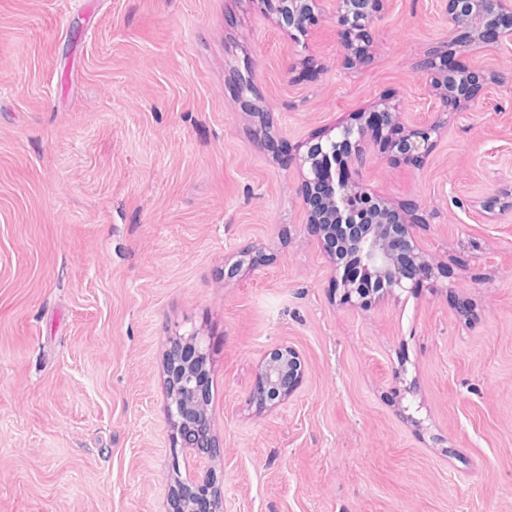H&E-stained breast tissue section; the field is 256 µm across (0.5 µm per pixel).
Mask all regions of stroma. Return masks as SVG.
<instances>
[{"label":"stroma","instance_id":"1","mask_svg":"<svg viewBox=\"0 0 512 512\" xmlns=\"http://www.w3.org/2000/svg\"><path fill=\"white\" fill-rule=\"evenodd\" d=\"M447 40L442 0H389L353 70L334 20L295 39L256 0H0V512H167L192 333L224 512H512V41L456 54L480 81L424 159L359 168L434 282L340 304L293 162L381 99L438 120ZM281 344L305 376L260 414Z\"/></svg>","mask_w":512,"mask_h":512}]
</instances>
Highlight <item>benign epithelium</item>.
I'll use <instances>...</instances> for the list:
<instances>
[{
    "mask_svg": "<svg viewBox=\"0 0 512 512\" xmlns=\"http://www.w3.org/2000/svg\"><path fill=\"white\" fill-rule=\"evenodd\" d=\"M276 16L277 24L303 35L325 18L322 0H256ZM330 16L336 20L346 62L365 61L370 31L387 0H331ZM448 25L452 38L437 57L422 63L429 80V94L439 111L459 115L468 109L476 76L448 69V53L472 43L497 45L512 35V0H448ZM441 126L407 125L397 104L383 100L358 115L357 122L338 127L327 142L308 144L297 156L301 193L307 223L318 232L332 259V276L343 301L366 309L380 297L407 289L408 269L416 267L431 278L435 256L425 250L413 233L410 214L395 209L385 198L367 191L356 179L366 148L400 144L397 154L418 161L435 145ZM206 347L197 335L177 338L167 356L168 401L165 411L171 427V448L198 458L194 478L172 488L170 512H224L218 476L210 457L185 434L211 428L208 400L200 385L206 372ZM305 375V364L291 346L278 345L259 364L258 387L251 402L270 411L288 401Z\"/></svg>",
    "mask_w": 512,
    "mask_h": 512,
    "instance_id": "7a95c632",
    "label": "benign epithelium"
}]
</instances>
